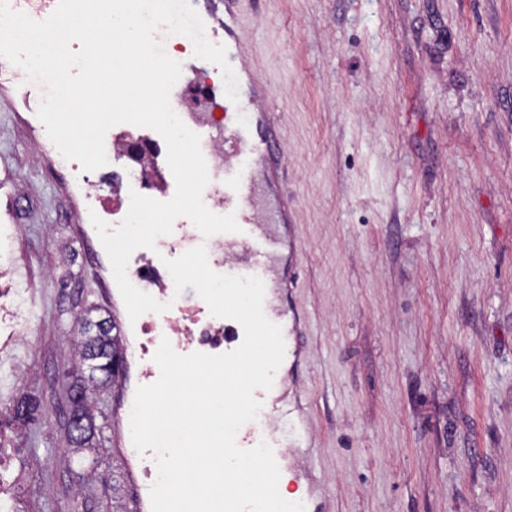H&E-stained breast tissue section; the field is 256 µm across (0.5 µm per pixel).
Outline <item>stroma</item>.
Instances as JSON below:
<instances>
[{
    "label": "stroma",
    "instance_id": "35a3bbf8",
    "mask_svg": "<svg viewBox=\"0 0 512 512\" xmlns=\"http://www.w3.org/2000/svg\"><path fill=\"white\" fill-rule=\"evenodd\" d=\"M240 35L282 165L261 202L295 311L271 400L279 467L310 512H512V0H246ZM43 91L0 74V438L18 512H112L111 389L67 462L84 310L111 315L83 238L92 202L51 157ZM41 401L33 427L11 396Z\"/></svg>",
    "mask_w": 512,
    "mask_h": 512
}]
</instances>
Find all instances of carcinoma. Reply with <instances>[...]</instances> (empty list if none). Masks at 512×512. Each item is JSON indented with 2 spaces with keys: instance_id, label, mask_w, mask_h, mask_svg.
Returning <instances> with one entry per match:
<instances>
[{
  "instance_id": "carcinoma-1",
  "label": "carcinoma",
  "mask_w": 512,
  "mask_h": 512,
  "mask_svg": "<svg viewBox=\"0 0 512 512\" xmlns=\"http://www.w3.org/2000/svg\"><path fill=\"white\" fill-rule=\"evenodd\" d=\"M81 339L78 344V360L70 371L68 400L73 419L68 443L72 448H91L96 435L94 422L95 394L116 377L112 371L114 361H123L121 337L113 325L104 318L94 319L86 311L79 320ZM38 399L21 394L13 401L14 419L24 425L36 422L40 413Z\"/></svg>"
}]
</instances>
